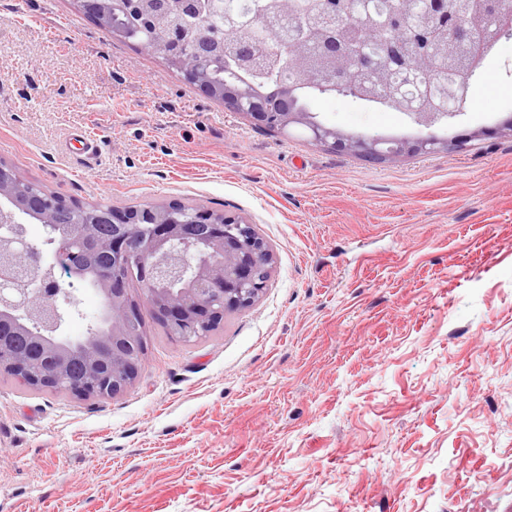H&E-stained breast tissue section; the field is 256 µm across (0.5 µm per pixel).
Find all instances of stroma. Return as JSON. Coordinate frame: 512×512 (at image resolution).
<instances>
[{"label": "stroma", "instance_id": "35a3bbf8", "mask_svg": "<svg viewBox=\"0 0 512 512\" xmlns=\"http://www.w3.org/2000/svg\"><path fill=\"white\" fill-rule=\"evenodd\" d=\"M306 106L343 134L422 133ZM511 120L512 38L432 129L465 149L373 164L255 125L71 0H0V160L82 203L246 216L276 256L200 342L145 316L116 397L0 375V512H512Z\"/></svg>", "mask_w": 512, "mask_h": 512}]
</instances>
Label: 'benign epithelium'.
I'll use <instances>...</instances> for the list:
<instances>
[{"instance_id":"7a95c632","label":"benign epithelium","mask_w":512,"mask_h":512,"mask_svg":"<svg viewBox=\"0 0 512 512\" xmlns=\"http://www.w3.org/2000/svg\"><path fill=\"white\" fill-rule=\"evenodd\" d=\"M134 0H72L112 36L157 56L165 65L209 97L249 116L257 125L287 132L292 125L309 138L337 152L361 156L380 164L409 152L431 153L448 143L427 134L413 144L381 136L351 137L316 119L301 104L310 94L347 95L359 76L382 68L393 94L389 104L428 129L459 112L470 82L483 59L499 40L487 41L473 31L470 0H385L395 3V23L384 27L371 14L356 16L349 5L336 15L329 3L312 18L320 34L319 56L336 63L332 76L308 79L306 48L292 35L295 17L284 10L278 21L262 18L253 24L251 40L221 47L202 40L187 44L183 31L163 35L131 19ZM432 18L447 27V56L469 41L477 49L465 71L442 73L408 66L406 29ZM483 18L512 21L509 0H484ZM277 39V49L262 56L251 42ZM289 65L290 81L280 92H267L265 71ZM34 219L46 228L38 245L29 240L21 220ZM11 234L0 236V374H11L36 390H65L80 399L110 398L136 379L144 355L143 314L150 311L170 336L189 344L212 335L227 313L251 307L271 279L275 257L253 224L237 214L180 203L140 208L82 207L59 196L49 199L42 188L22 183L10 164L0 161V225ZM73 281H47L29 287L28 274L43 258L50 266L63 257ZM140 283L141 296L130 293ZM89 285L104 296L100 316L89 324L88 335L72 341L61 336L66 318L78 312L71 301L75 284ZM28 337L38 357L24 359L8 342ZM80 358V374L71 372Z\"/></svg>"}]
</instances>
